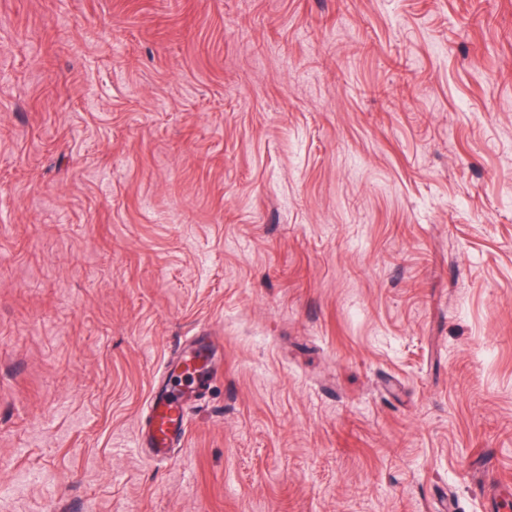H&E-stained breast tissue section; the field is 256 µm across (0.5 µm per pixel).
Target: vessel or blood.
I'll return each mask as SVG.
<instances>
[{
    "label": "vessel or blood",
    "instance_id": "obj_1",
    "mask_svg": "<svg viewBox=\"0 0 512 512\" xmlns=\"http://www.w3.org/2000/svg\"><path fill=\"white\" fill-rule=\"evenodd\" d=\"M211 341L192 337L182 349L179 366L192 378L187 389L161 386L153 390L143 423L138 431V447L148 449L152 458L167 461L174 445L181 443L188 429V402L201 396L211 383Z\"/></svg>",
    "mask_w": 512,
    "mask_h": 512
}]
</instances>
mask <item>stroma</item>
<instances>
[{"label": "stroma", "mask_w": 512, "mask_h": 512, "mask_svg": "<svg viewBox=\"0 0 512 512\" xmlns=\"http://www.w3.org/2000/svg\"><path fill=\"white\" fill-rule=\"evenodd\" d=\"M447 497L512 503V0H0V512ZM211 349L209 336H192L178 357L179 367L192 378L191 385L185 390L166 385L152 391L138 430L137 447L149 448L156 461H167L171 448L185 438L188 401L205 393L211 383Z\"/></svg>", "instance_id": "1"}]
</instances>
